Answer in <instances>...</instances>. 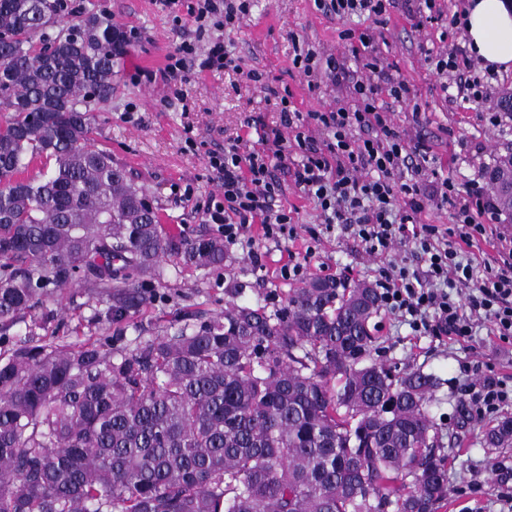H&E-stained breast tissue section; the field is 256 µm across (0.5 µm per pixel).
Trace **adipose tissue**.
<instances>
[{
	"label": "adipose tissue",
	"instance_id": "adipose-tissue-1",
	"mask_svg": "<svg viewBox=\"0 0 512 512\" xmlns=\"http://www.w3.org/2000/svg\"><path fill=\"white\" fill-rule=\"evenodd\" d=\"M461 20L469 49L483 66L512 69V0H469Z\"/></svg>",
	"mask_w": 512,
	"mask_h": 512
}]
</instances>
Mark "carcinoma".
I'll use <instances>...</instances> for the list:
<instances>
[{
	"label": "carcinoma",
	"mask_w": 512,
	"mask_h": 512,
	"mask_svg": "<svg viewBox=\"0 0 512 512\" xmlns=\"http://www.w3.org/2000/svg\"><path fill=\"white\" fill-rule=\"evenodd\" d=\"M68 13L0 0V512H437L439 379L374 359L383 303L367 281L312 277L273 311L236 288L223 313L136 324L131 341L48 335L53 294L78 281L112 301L114 323L153 301L164 259L213 271L226 258L215 236L170 233L89 145L124 34ZM37 158L55 165L17 177ZM482 178L512 221V151ZM484 444L511 448L512 416Z\"/></svg>",
	"instance_id": "1"
}]
</instances>
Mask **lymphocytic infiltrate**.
I'll return each instance as SVG.
<instances>
[{"instance_id": "lymphocytic-infiltrate-1", "label": "lymphocytic infiltrate", "mask_w": 512, "mask_h": 512, "mask_svg": "<svg viewBox=\"0 0 512 512\" xmlns=\"http://www.w3.org/2000/svg\"><path fill=\"white\" fill-rule=\"evenodd\" d=\"M253 6L254 0H195L190 15L203 34L235 26ZM448 26L453 33L448 49L425 50V60L440 79L467 77L473 102L483 104L494 90L492 77L474 75L459 17H451ZM293 53L292 65L309 88L322 81L350 83L354 108L339 104L305 114L285 105L281 121L292 134L291 142L276 133L258 148L234 142L212 153L209 168L224 188V199L206 205V223L217 225L225 242L232 244L255 219L264 238H296L291 213L274 206L282 190L276 173L286 171L295 187L316 202L325 226H339L379 259L376 285L384 305L407 317L413 332L466 341L486 323L492 335L512 343V245L502 246L494 261L476 260L466 248L486 235L484 220L495 215L482 187L474 182L463 190L439 173L428 180L409 174L410 156L428 152L423 142H407L390 117L392 103L410 100L409 84L381 68L370 53L361 75L350 71L343 59L323 56L303 42L294 43ZM193 61L203 70L237 67L221 40L210 41L203 53L196 43L182 41L168 53L161 72L174 96H181ZM315 128L323 139L312 136ZM292 147L301 153L295 162L288 156ZM431 205L452 210L456 241H449L439 225L421 222V213ZM398 245L411 248L418 267L390 262Z\"/></svg>"}]
</instances>
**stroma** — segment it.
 Instances as JSON below:
<instances>
[{"mask_svg": "<svg viewBox=\"0 0 512 512\" xmlns=\"http://www.w3.org/2000/svg\"><path fill=\"white\" fill-rule=\"evenodd\" d=\"M71 5L78 15L92 10L110 16L132 34L113 80L112 102L98 112L92 139L130 174L161 223L175 234L194 237L217 232L201 212L208 202L224 198L210 178L209 153L240 137L258 145L264 134L281 127L277 101L249 82L246 70L265 71L274 86L288 89L294 106L303 113L338 102L353 105L348 85L324 83L309 90L306 78L291 63L294 34L321 54L344 58L350 66L355 63L352 46L340 39V31L373 34L380 66L406 80L414 92L411 101L394 105L392 120L407 140L429 145L426 157L410 161L423 173L438 171L463 188L479 180L482 169L512 148V119L490 124L465 93L454 87L441 91L422 50L441 48L442 27L415 28L398 6L388 10L386 24L380 25L357 16L338 21L318 9L315 0H258L238 28L218 33L238 58L239 71L191 67L184 96L178 100L157 72L176 42L196 37L186 8L171 15L162 12L155 0H71ZM149 71L154 74L150 80L145 77ZM278 178L282 192L274 206L292 211L297 239H257L263 254L258 267L241 244L228 246L225 266L218 272L182 268L175 259H166L165 279L155 287L158 298L141 310L139 322L150 328L164 326L180 308L222 312L227 288L237 283L244 285L247 298L270 294L284 301L294 283L283 278L280 269L292 259L306 262L311 277L372 280L378 260L368 256L358 240L336 229L326 230L314 204L296 190L291 177L282 172ZM313 229L319 245L309 259L305 250ZM55 305L60 309V335L95 340L113 332L109 324L93 320L95 312L105 311L106 296L83 285L66 289ZM377 325L379 362L400 370L418 366L439 379L431 410L444 436L451 438L454 455L448 463V499L439 512H512V448L489 452L482 436L494 416L478 420L463 414L464 408H477L485 376H498L512 389V345L484 328L462 344L439 336H415L401 318L386 310Z\"/></svg>", "mask_w": 512, "mask_h": 512, "instance_id": "stroma-1", "label": "stroma"}]
</instances>
